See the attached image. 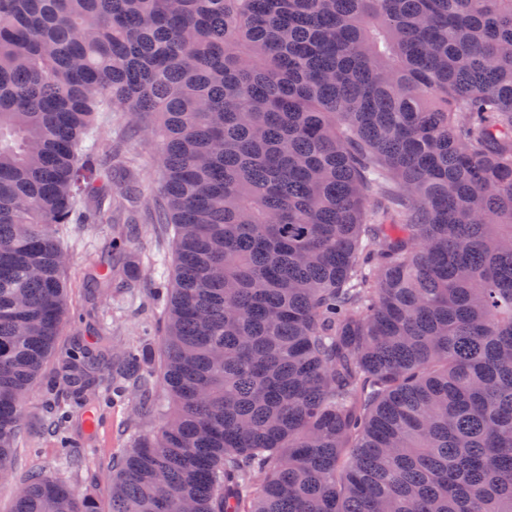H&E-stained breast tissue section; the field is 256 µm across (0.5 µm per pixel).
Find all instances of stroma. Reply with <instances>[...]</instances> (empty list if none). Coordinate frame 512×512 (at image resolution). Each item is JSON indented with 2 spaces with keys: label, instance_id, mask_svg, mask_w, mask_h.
<instances>
[{
  "label": "stroma",
  "instance_id": "1",
  "mask_svg": "<svg viewBox=\"0 0 512 512\" xmlns=\"http://www.w3.org/2000/svg\"><path fill=\"white\" fill-rule=\"evenodd\" d=\"M122 148L128 167L113 168L118 181L133 182L141 202L132 208L113 211L111 218L99 224H72L67 228L65 249L68 258L67 281L71 304L82 310L88 302L86 274L99 252L108 247L113 236L125 224H138L139 232L127 247L129 273L135 282L133 292L101 294L98 305L112 314V335L115 339L147 336L151 350H158L164 331L161 317L152 315L150 299L155 286L151 258L169 249V227L156 223L152 201L157 194L155 180L157 143L151 142L138 119L132 114L113 113L111 126L101 132L99 159L111 163L115 148ZM45 410L40 401L31 400L25 407L24 432L12 453V473L0 480V512H12L16 490L34 467H42L45 475L66 481L76 494L92 493L101 512H110L112 502V456L129 447L134 439L153 430L157 419L139 417L134 400L101 408L95 427H88L83 418H76L70 428L72 436L91 444L89 461L81 473H65L54 464L58 444L44 427Z\"/></svg>",
  "mask_w": 512,
  "mask_h": 512
}]
</instances>
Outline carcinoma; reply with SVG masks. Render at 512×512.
Instances as JSON below:
<instances>
[{"mask_svg":"<svg viewBox=\"0 0 512 512\" xmlns=\"http://www.w3.org/2000/svg\"><path fill=\"white\" fill-rule=\"evenodd\" d=\"M114 112L161 141L162 392L103 316L57 351ZM52 358L68 467L73 416L160 418L110 512H512V0H0V465Z\"/></svg>","mask_w":512,"mask_h":512,"instance_id":"1","label":"carcinoma"}]
</instances>
